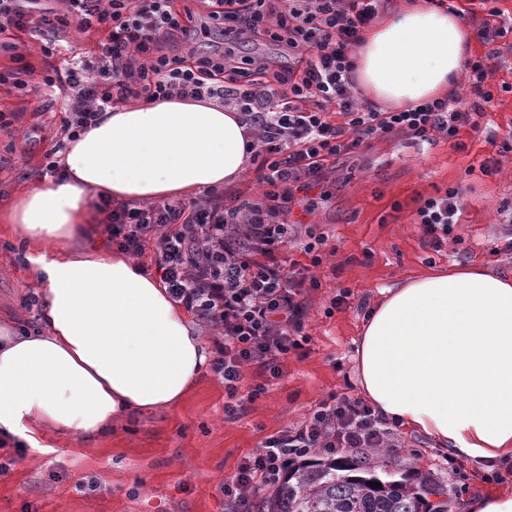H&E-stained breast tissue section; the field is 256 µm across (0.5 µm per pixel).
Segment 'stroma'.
<instances>
[{
    "instance_id": "35a3bbf8",
    "label": "stroma",
    "mask_w": 512,
    "mask_h": 512,
    "mask_svg": "<svg viewBox=\"0 0 512 512\" xmlns=\"http://www.w3.org/2000/svg\"><path fill=\"white\" fill-rule=\"evenodd\" d=\"M34 98L11 84L0 85V110L21 112L22 125L0 134V153L11 164L0 170V208L14 193L42 180V149L31 147L34 132L51 137L65 110L57 98L40 111ZM478 133L463 147L443 139L417 144L406 135L374 141L353 157L341 158L315 191L307 217L326 234L320 288L307 294L304 326L311 341L303 356L284 359L278 379L244 370L245 385L264 392L236 418L224 415V385L202 373L177 407L113 424L93 441H75L51 432L28 449L8 477L0 478V512H232L221 486L263 439L307 417L322 401L346 392L359 395L354 357L361 328L386 288L433 270L477 263L512 273V153L499 158L498 174L479 166L512 130V93L496 94L479 119ZM462 191L461 239L441 252L426 247L413 213L420 199L449 188ZM19 245L0 230V316L13 313L23 329L39 326L38 310L21 308L34 286L19 261ZM351 295L341 307L331 302L340 290ZM396 445L384 449L390 466L416 470L454 486L467 479L451 512H464L468 498L512 487V464L498 467L449 463L424 435L395 428ZM95 478L98 491H76Z\"/></svg>"
}]
</instances>
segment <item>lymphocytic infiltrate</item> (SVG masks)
<instances>
[{"mask_svg":"<svg viewBox=\"0 0 512 512\" xmlns=\"http://www.w3.org/2000/svg\"><path fill=\"white\" fill-rule=\"evenodd\" d=\"M176 0H0V54L13 68L0 73L25 94L43 87L63 94L66 110L45 170L65 140L97 123L117 104L172 98L217 99L242 113L253 131L258 156L255 200L225 204L211 193L190 202L133 205L100 198L104 233L113 247L139 257L153 252L170 297L214 332L212 370L229 398L225 413L254 401L261 386L243 389L242 369L252 365L268 377L282 374V361L303 351L306 295L320 282L308 271L289 268L290 243L302 240L312 265L326 235L302 239L291 223L294 208L310 211L311 192L321 186L338 158L374 136L404 133L428 142L478 130L485 103L494 98L486 80L489 57L468 58V89L422 104L381 111L361 101L354 52L380 15L382 0H209L205 17L179 9ZM99 32L98 52L64 68L50 67L41 82L17 54L22 35L46 40L45 57L60 54L64 29ZM284 45L288 65L236 54L235 46L261 37ZM215 38L221 45L198 50ZM341 114L343 123L333 122ZM458 189L420 201L414 221L424 243L441 251L460 224ZM392 445L387 420L363 399L331 396L303 420L264 438L224 482L236 512H252L261 493L278 486L290 461L322 450H373Z\"/></svg>","mask_w":512,"mask_h":512,"instance_id":"f902f5d3","label":"lymphocytic infiltrate"}]
</instances>
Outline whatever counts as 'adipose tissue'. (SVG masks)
<instances>
[{"label":"adipose tissue","mask_w":512,"mask_h":512,"mask_svg":"<svg viewBox=\"0 0 512 512\" xmlns=\"http://www.w3.org/2000/svg\"><path fill=\"white\" fill-rule=\"evenodd\" d=\"M471 38L457 13L412 0L368 33L359 83L405 108L448 92ZM252 137L214 100L118 105L66 141L61 177L0 210L38 287L42 329L0 319V437L42 428L93 439L113 422L180 404L211 352L187 312L142 264L101 244L94 198L126 203L237 184ZM360 386L389 421L450 457L512 461V274L479 265L388 289L356 348Z\"/></svg>","instance_id":"obj_1"}]
</instances>
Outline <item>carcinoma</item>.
I'll return each mask as SVG.
<instances>
[{"label": "carcinoma", "instance_id": "1", "mask_svg": "<svg viewBox=\"0 0 512 512\" xmlns=\"http://www.w3.org/2000/svg\"><path fill=\"white\" fill-rule=\"evenodd\" d=\"M381 484L379 488L370 482ZM439 498L438 503L430 497ZM448 489L429 474L382 469L370 453L347 448L325 460L294 461L255 512H448Z\"/></svg>", "mask_w": 512, "mask_h": 512}]
</instances>
